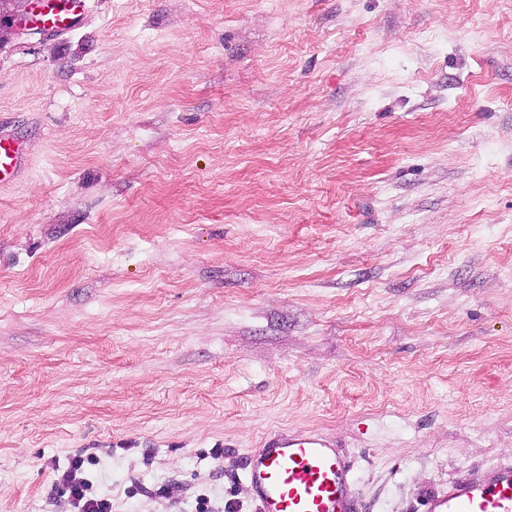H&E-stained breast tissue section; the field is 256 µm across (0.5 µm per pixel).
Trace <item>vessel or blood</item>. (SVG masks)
<instances>
[{
    "label": "vessel or blood",
    "instance_id": "b4317fda",
    "mask_svg": "<svg viewBox=\"0 0 512 512\" xmlns=\"http://www.w3.org/2000/svg\"><path fill=\"white\" fill-rule=\"evenodd\" d=\"M84 0H46L45 25L71 29ZM29 144L0 128V184L26 166ZM244 477L259 512H366L354 465L334 438L315 430L273 431L247 457ZM426 512H512V464L475 470L433 493Z\"/></svg>",
    "mask_w": 512,
    "mask_h": 512
}]
</instances>
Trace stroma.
Here are the masks:
<instances>
[{
	"instance_id": "stroma-1",
	"label": "stroma",
	"mask_w": 512,
	"mask_h": 512,
	"mask_svg": "<svg viewBox=\"0 0 512 512\" xmlns=\"http://www.w3.org/2000/svg\"><path fill=\"white\" fill-rule=\"evenodd\" d=\"M0 125V512L91 453L112 512H257L286 428L369 512L512 461V0H87ZM30 155L29 143L0 127V184L13 180L26 166Z\"/></svg>"
}]
</instances>
